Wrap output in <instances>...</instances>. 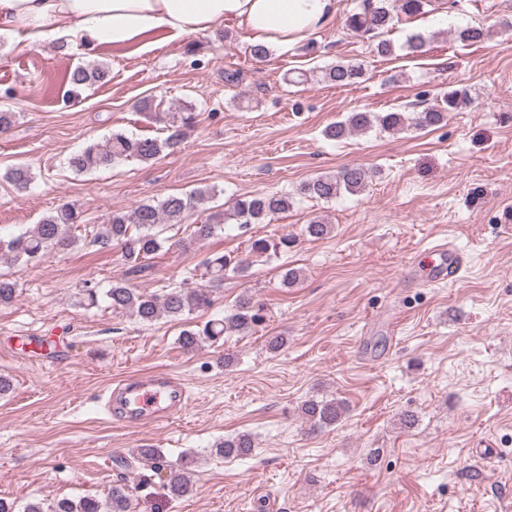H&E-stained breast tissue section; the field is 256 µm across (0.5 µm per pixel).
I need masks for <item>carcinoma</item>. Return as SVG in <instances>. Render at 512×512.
<instances>
[{
	"mask_svg": "<svg viewBox=\"0 0 512 512\" xmlns=\"http://www.w3.org/2000/svg\"><path fill=\"white\" fill-rule=\"evenodd\" d=\"M427 2L429 0H356V7L347 14L345 24L354 34L379 36L388 31L399 16L415 17L423 13ZM455 35L460 42L470 44L483 40L487 29L467 26L457 30ZM364 75L362 64L353 62L338 61L322 70V80L335 86L354 84ZM109 80L110 71L102 64L78 66L65 77V82L74 92L83 86L105 84ZM468 104L469 95L466 90L452 89L422 111L409 115L401 110L350 112L344 119L328 125L324 136L341 141L353 134H366L376 128L385 132H398L410 126L428 129L447 122L449 113L458 112ZM139 110L164 124L168 135L164 138L138 137L114 131L104 142L91 143L72 155L68 159L69 167L77 173H85L109 168L127 158L153 160L163 152L176 148L196 120V113L190 108L183 112H159L153 104L143 103L139 105ZM7 177L18 190L27 189L32 182L29 169L23 165L10 168ZM368 178V169L354 164L334 174L306 180L289 195L257 193L235 197L231 199L228 210L213 214L204 224L191 225L190 233L181 240V245L188 248L216 235L221 224L229 219L241 228L250 224H268L277 215L288 211L297 196L328 202L345 193H359L365 188ZM214 196L215 192L210 188L196 189L189 193L170 194L156 203H141L129 212L114 210L107 224L93 238V244L102 251H109L114 245L121 246L125 264L129 270L137 271L165 247L167 239L162 237L164 225L182 223L189 212ZM81 220V210L76 204L69 201L59 203L31 229L8 240L0 238V264L40 262L54 253L73 250L78 242L74 228ZM292 244L293 239L287 234L275 241L252 238L248 253L244 256L215 253L207 257L203 261V276L210 283H220L229 273H246L252 264L250 258H269L271 253L286 251ZM191 280L192 277L188 276L183 280V286L165 289L160 294L133 288L123 281L112 282L104 291L88 285L82 289V299L85 306L94 307L102 297L109 302L113 311L126 314L144 325H151L162 317L182 321L185 316L213 305V290L205 285L193 286ZM261 311L262 307L252 296L242 294L224 317L210 319L195 328L183 329L179 344L185 351L194 352L202 343H215L226 333L234 331L247 334L262 320ZM344 413V402L336 398L311 397L300 405L303 420L314 429L335 426ZM253 448L252 436L241 432L216 443L214 452L224 458H238L250 455ZM192 467L193 461L187 459L170 469L165 484L171 496L179 498L188 493ZM132 506L133 490L124 478L112 482L103 501L94 497L78 500L62 498L45 508L42 502L35 499L18 511L15 503L0 499V512H132Z\"/></svg>",
	"mask_w": 512,
	"mask_h": 512,
	"instance_id": "obj_1",
	"label": "carcinoma"
}]
</instances>
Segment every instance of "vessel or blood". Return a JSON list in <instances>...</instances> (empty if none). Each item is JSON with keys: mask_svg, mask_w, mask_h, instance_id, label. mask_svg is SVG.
Wrapping results in <instances>:
<instances>
[{"mask_svg": "<svg viewBox=\"0 0 512 512\" xmlns=\"http://www.w3.org/2000/svg\"><path fill=\"white\" fill-rule=\"evenodd\" d=\"M435 250L440 263L433 279H456L463 267L462 255L447 244L436 245ZM104 397L107 420L128 427L165 422L184 411L189 401L186 383L162 371L123 379L108 388Z\"/></svg>", "mask_w": 512, "mask_h": 512, "instance_id": "b4317fda", "label": "vessel or blood"}]
</instances>
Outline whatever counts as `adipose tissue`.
<instances>
[{
    "label": "adipose tissue",
    "mask_w": 512,
    "mask_h": 512,
    "mask_svg": "<svg viewBox=\"0 0 512 512\" xmlns=\"http://www.w3.org/2000/svg\"><path fill=\"white\" fill-rule=\"evenodd\" d=\"M335 15L336 0H0V35L27 45L66 39L97 48L155 32L192 36L231 17L252 41L286 48Z\"/></svg>",
    "instance_id": "obj_1"
}]
</instances>
